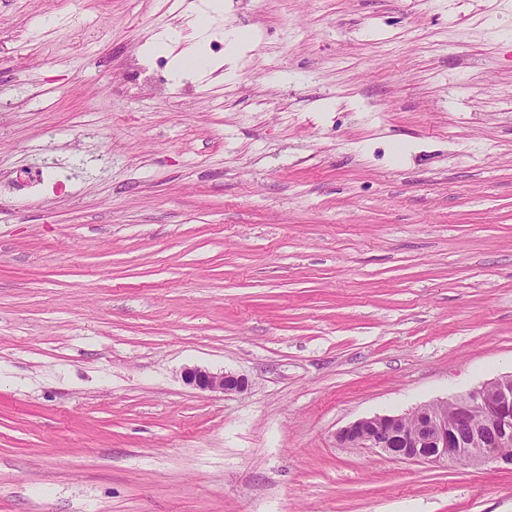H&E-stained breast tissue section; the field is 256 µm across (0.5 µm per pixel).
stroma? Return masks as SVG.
<instances>
[{
    "label": "stroma",
    "mask_w": 512,
    "mask_h": 512,
    "mask_svg": "<svg viewBox=\"0 0 512 512\" xmlns=\"http://www.w3.org/2000/svg\"><path fill=\"white\" fill-rule=\"evenodd\" d=\"M200 4L0 0V512H512L336 439L512 371V0ZM224 39L227 41L229 48L228 55L224 59V65H229V68L225 71V77L230 79L233 76L231 72L233 58L250 43V37L246 31L231 29L224 33ZM52 184L53 189L66 187L65 178L58 167L53 164H47L35 172V175L29 177L27 181L18 184L19 190H26L30 194L40 192L44 187ZM184 378L188 384L210 392H242L248 387L244 377L232 372L214 373L199 367L187 369Z\"/></svg>",
    "instance_id": "1"
}]
</instances>
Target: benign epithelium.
<instances>
[{"mask_svg":"<svg viewBox=\"0 0 512 512\" xmlns=\"http://www.w3.org/2000/svg\"><path fill=\"white\" fill-rule=\"evenodd\" d=\"M186 382L210 392H242L245 378L231 372L214 373L194 367L184 373ZM454 410L468 419L479 413L485 428L497 434L494 448H472L448 426L444 414ZM336 439L353 448H373L400 460L423 463L474 465L500 463L512 466V457L500 449L512 446V373L482 384L451 401L425 404L405 415L359 419L342 428Z\"/></svg>","mask_w":512,"mask_h":512,"instance_id":"obj_1","label":"benign epithelium"}]
</instances>
